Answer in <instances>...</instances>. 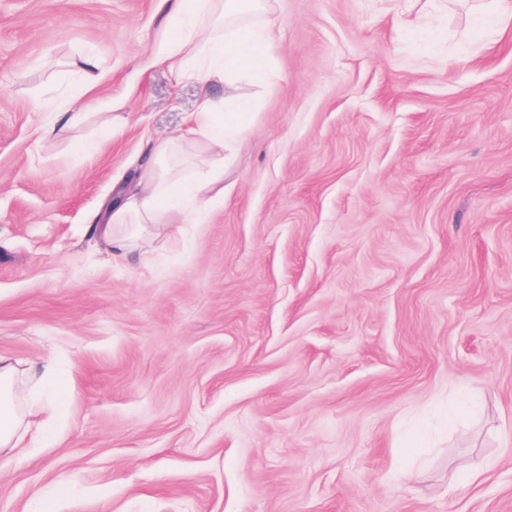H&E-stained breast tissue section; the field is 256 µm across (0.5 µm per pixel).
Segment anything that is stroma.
<instances>
[{
	"label": "stroma",
	"instance_id": "1",
	"mask_svg": "<svg viewBox=\"0 0 512 512\" xmlns=\"http://www.w3.org/2000/svg\"><path fill=\"white\" fill-rule=\"evenodd\" d=\"M274 19L276 81L206 89L151 65L158 0H0V356L22 396L42 359L66 381L0 512H512V21ZM89 51L88 118L49 134ZM208 97L254 104L223 203L112 258L91 226ZM99 64L94 55L87 53L76 72L80 89L84 94L94 92L100 84ZM39 406V410L46 413V418L37 427L35 439L40 442H49L55 439L56 432L53 426V420L61 412V405L57 395L51 400H38L31 405L28 414H31L34 406Z\"/></svg>",
	"mask_w": 512,
	"mask_h": 512
}]
</instances>
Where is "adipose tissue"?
<instances>
[{
    "label": "adipose tissue",
    "instance_id": "adipose-tissue-1",
    "mask_svg": "<svg viewBox=\"0 0 512 512\" xmlns=\"http://www.w3.org/2000/svg\"><path fill=\"white\" fill-rule=\"evenodd\" d=\"M167 9L169 35L153 57L158 66L174 71L180 81L197 84L231 82L241 66L268 68L269 50L277 38L272 0H162ZM222 104L205 101L188 118V134L220 150L239 142L251 107L221 115ZM183 151L180 141L153 143L139 166L133 193L117 191L106 206L104 221L94 231L113 250L133 251L151 225L175 217L195 223L201 207L224 198V162L213 161L180 175L176 169ZM16 367L0 357V462L23 441L28 425L16 403Z\"/></svg>",
    "mask_w": 512,
    "mask_h": 512
}]
</instances>
